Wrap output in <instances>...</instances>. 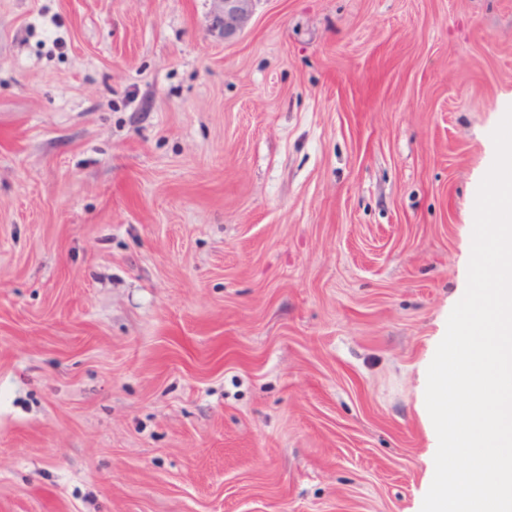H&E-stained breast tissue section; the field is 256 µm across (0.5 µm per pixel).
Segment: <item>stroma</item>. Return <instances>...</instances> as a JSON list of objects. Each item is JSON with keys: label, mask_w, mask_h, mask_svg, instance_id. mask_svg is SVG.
<instances>
[{"label": "stroma", "mask_w": 512, "mask_h": 512, "mask_svg": "<svg viewBox=\"0 0 512 512\" xmlns=\"http://www.w3.org/2000/svg\"><path fill=\"white\" fill-rule=\"evenodd\" d=\"M213 10L0 0V512H421L512 0ZM215 21L228 40L238 35L247 25L256 0H213Z\"/></svg>", "instance_id": "35a3bbf8"}]
</instances>
